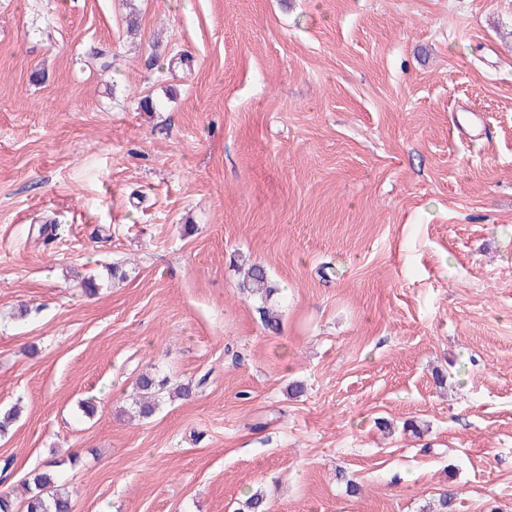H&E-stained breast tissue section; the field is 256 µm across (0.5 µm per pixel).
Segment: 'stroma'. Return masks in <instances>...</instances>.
Instances as JSON below:
<instances>
[{
    "instance_id": "obj_1",
    "label": "stroma",
    "mask_w": 512,
    "mask_h": 512,
    "mask_svg": "<svg viewBox=\"0 0 512 512\" xmlns=\"http://www.w3.org/2000/svg\"><path fill=\"white\" fill-rule=\"evenodd\" d=\"M16 404L72 512H512V0H0ZM239 288L251 295H258L267 301L276 292L275 286L271 284L265 267L259 263H251L247 269L244 280ZM201 383V380L197 384H193L192 380L186 383L173 382L167 376L159 377L155 373L145 371L136 382L137 393L132 398L131 408L128 411L135 417L147 418L154 413L160 399L165 395H168L169 399L188 397Z\"/></svg>"
}]
</instances>
